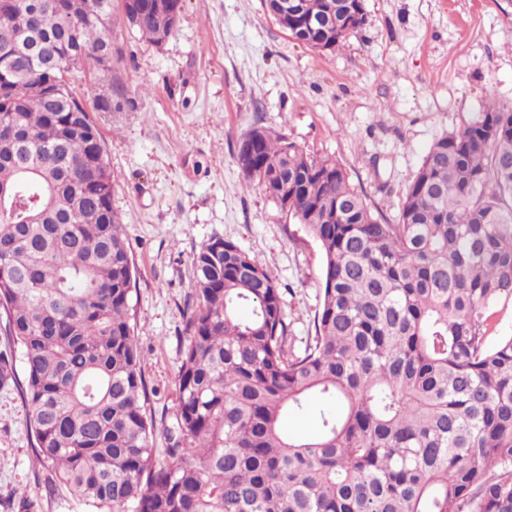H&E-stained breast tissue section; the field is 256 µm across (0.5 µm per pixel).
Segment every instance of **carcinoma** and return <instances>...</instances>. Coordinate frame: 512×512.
<instances>
[{"label": "carcinoma", "instance_id": "cac0c4a2", "mask_svg": "<svg viewBox=\"0 0 512 512\" xmlns=\"http://www.w3.org/2000/svg\"><path fill=\"white\" fill-rule=\"evenodd\" d=\"M0 0V388L26 407L33 461L97 512H512V107L491 103L431 144L388 221L345 167L254 126L242 172L322 257L314 336L288 352L271 270L221 236L193 254L168 462L135 336L136 269L112 209L107 150L87 116L51 112L53 67L74 76L108 41L113 0ZM334 53L363 0H301ZM174 11L136 30L161 45ZM323 406L309 437L281 420Z\"/></svg>", "mask_w": 512, "mask_h": 512}]
</instances>
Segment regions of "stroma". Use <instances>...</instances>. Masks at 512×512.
Listing matches in <instances>:
<instances>
[{"instance_id": "1", "label": "stroma", "mask_w": 512, "mask_h": 512, "mask_svg": "<svg viewBox=\"0 0 512 512\" xmlns=\"http://www.w3.org/2000/svg\"><path fill=\"white\" fill-rule=\"evenodd\" d=\"M365 12L340 51L321 55L288 37L261 0H183L177 31L160 45L117 6L111 69L78 72V84L98 81L113 102L92 116L138 270L135 334L155 415L178 402L191 258L211 237L276 275L290 351L314 333L321 253L245 184L236 153L253 126L332 156L392 218L437 137L488 101L512 106V0H365ZM47 477L33 463L21 398L0 390V512L22 494L39 512H90L67 489H48Z\"/></svg>"}]
</instances>
